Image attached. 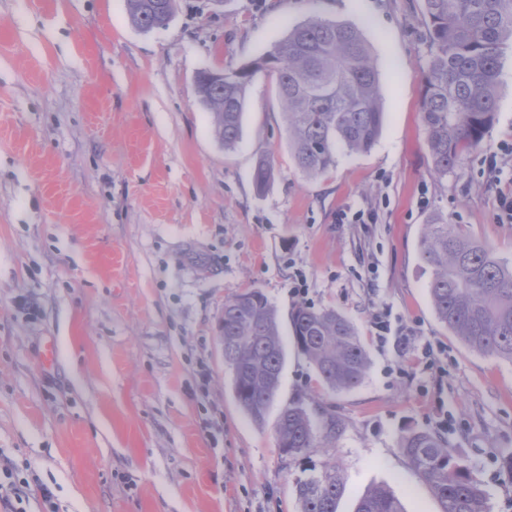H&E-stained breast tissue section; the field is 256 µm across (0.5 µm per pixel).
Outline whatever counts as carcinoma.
Here are the masks:
<instances>
[{
  "label": "carcinoma",
  "mask_w": 512,
  "mask_h": 512,
  "mask_svg": "<svg viewBox=\"0 0 512 512\" xmlns=\"http://www.w3.org/2000/svg\"><path fill=\"white\" fill-rule=\"evenodd\" d=\"M126 8L132 26L148 32L168 24L175 0H126ZM422 14L430 58L421 118L434 172L446 176L482 145L495 122L502 49L512 43V0H422ZM263 67L275 76L289 146L302 173L323 175L336 165L339 150L364 152L374 145L385 112L371 45L357 27L315 17L290 28L256 66L197 85L224 148L240 140L248 87ZM271 178L270 162L259 160L256 189L265 190ZM420 258L430 270L428 292L438 320L470 350L512 364V264L439 220L425 225ZM289 323L294 345L327 387L344 391L363 382L368 357L343 314L302 304L291 311ZM222 336L237 404L261 424L285 364L278 312L259 289L236 294L224 301ZM341 432L335 413H313L297 400L279 414L277 447L294 460L333 447ZM399 450L430 485L441 512H488L486 492L442 437L409 430ZM345 488L339 464L327 461L296 480L298 512H337ZM355 512L405 510L391 492L374 488Z\"/></svg>",
  "instance_id": "obj_1"
}]
</instances>
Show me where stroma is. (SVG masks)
Here are the masks:
<instances>
[{
    "mask_svg": "<svg viewBox=\"0 0 512 512\" xmlns=\"http://www.w3.org/2000/svg\"><path fill=\"white\" fill-rule=\"evenodd\" d=\"M313 15L363 32L385 110L373 147L318 177L293 161L273 76H255L231 149L195 94L199 71L258 59ZM422 34L421 0H176L149 32L125 0H0V458L51 487L56 512H298L295 480L331 458L346 478L338 512L374 485L406 512H440L398 449L410 429L441 436L490 512H512V364L438 321L419 258L438 218L512 262L484 163L512 135V49L483 145L439 177ZM262 158L273 176L260 193ZM360 210L373 222L354 223ZM253 288L283 319L301 304L346 316L363 382L330 391L288 348L255 424L219 330L225 299ZM382 317L401 344L377 340ZM299 399L342 432L291 460L275 424Z\"/></svg>",
    "mask_w": 512,
    "mask_h": 512,
    "instance_id": "obj_1",
    "label": "stroma"
}]
</instances>
